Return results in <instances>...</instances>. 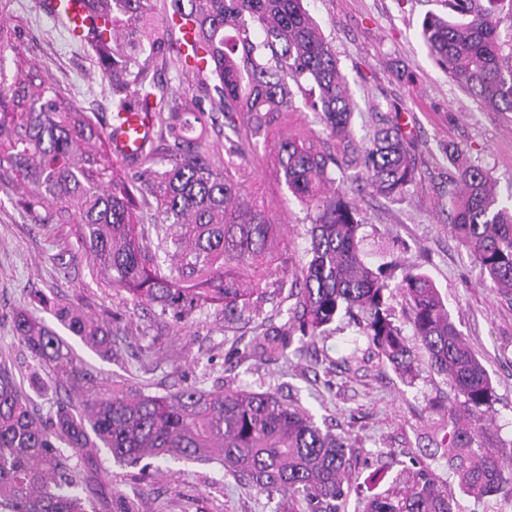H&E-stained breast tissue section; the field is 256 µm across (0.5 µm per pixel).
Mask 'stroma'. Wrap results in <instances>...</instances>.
I'll return each mask as SVG.
<instances>
[{"mask_svg": "<svg viewBox=\"0 0 512 512\" xmlns=\"http://www.w3.org/2000/svg\"><path fill=\"white\" fill-rule=\"evenodd\" d=\"M37 2L8 0L0 13V21L20 33L17 51L6 52L0 64L12 74L18 60L41 63L54 90L107 125L114 105L101 80L99 53L87 43L70 42ZM305 7L331 43L349 84L358 145L366 144L377 113L395 111L414 142L418 174L405 195L388 199L369 188L355 193L366 218L362 234L368 258L380 261L378 246L389 241L391 259L419 267L447 299L495 390L485 439L500 459L510 461L512 303L481 286L479 268L451 238L446 209L452 145L490 169L501 196L512 195V113L484 108L429 57L422 21L444 13L443 0H305ZM281 134V128H271L269 147L246 151L235 162L250 196L280 224L298 259L305 247V214L276 177L271 144ZM21 195L19 186L0 185V354L28 365L10 319L13 310L25 308L56 327L102 383L124 380L158 396L190 385L271 391L310 410L319 425L350 438L356 476L363 480L382 470L385 489L420 458L438 423L437 406L451 394L446 378L430 371L424 351L416 353L417 375L401 376L387 362L363 360L365 345L356 327L339 318L288 359L252 357L258 327L283 326L288 301L263 304L256 321L231 324L208 308L175 322L159 308L133 302L124 291L101 283L86 261L73 260L72 226L34 222ZM59 304L110 324V357H100L58 325L53 310ZM432 467L459 512H512L511 490L478 502L459 490L443 462ZM94 469L104 498L117 502L140 495L144 512H300L302 507L236 482L215 463L157 460L141 471L120 466L101 449Z\"/></svg>", "mask_w": 512, "mask_h": 512, "instance_id": "stroma-1", "label": "stroma"}]
</instances>
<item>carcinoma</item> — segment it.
Returning a JSON list of instances; mask_svg holds the SVG:
<instances>
[{
    "label": "carcinoma",
    "instance_id": "obj_1",
    "mask_svg": "<svg viewBox=\"0 0 512 512\" xmlns=\"http://www.w3.org/2000/svg\"><path fill=\"white\" fill-rule=\"evenodd\" d=\"M448 12L422 27L429 56L448 78L495 112H512V0H445ZM94 14L119 26L109 38L90 39L112 64L104 68L116 98L112 120L131 106L150 117L153 140L136 164L151 158L155 142L171 147L170 167L149 168L146 193L110 162L106 133L92 117L57 96L50 76L33 63L10 77L0 67V184L24 188V206L39 224H71L76 254L89 257L110 288L131 300L172 310L179 320L205 308L233 323L259 315L271 296L286 294L288 328H267L254 338L261 358L288 357L294 333L313 341L344 315L368 349L401 375L417 371L416 355L392 319V271L401 270L419 347L430 368L453 391L445 424L429 459L443 460L459 489L474 498L512 483L485 444L494 403L491 378L452 318L438 288L417 267L375 264L363 252L362 210L345 187L354 181L381 196L402 195L416 180L413 141L399 114L374 127L358 148L354 105L336 55L304 0H86ZM507 34H502L504 21ZM19 32L0 22V55L16 49ZM183 49L161 65L195 83L213 86L204 109L193 97L157 93L149 71L163 44ZM321 131L292 122L296 97ZM248 114L244 128L235 117ZM213 114L237 140L226 157L194 134ZM277 172L310 223L303 259L274 256L277 225L267 209L243 194L233 157L254 149L278 124ZM448 160V226L474 259L483 285L512 303V203L496 192L490 172ZM149 229H137L144 209ZM56 319L72 335L112 355L108 325L68 305ZM18 343L34 362L26 376L0 358V512H112L100 497L90 448L137 467L146 459L218 462L224 473L269 497L305 503L304 512H345L355 482L350 439L321 428L306 409L250 387L204 390L187 386L165 396L114 383L102 386L77 363L72 348L45 321L12 314ZM74 395L42 411L36 402L41 374ZM363 512H455L430 464L408 470L402 486L375 493Z\"/></svg>",
    "mask_w": 512,
    "mask_h": 512
}]
</instances>
